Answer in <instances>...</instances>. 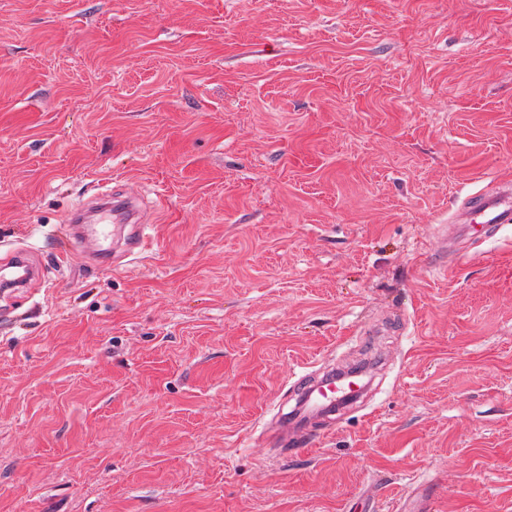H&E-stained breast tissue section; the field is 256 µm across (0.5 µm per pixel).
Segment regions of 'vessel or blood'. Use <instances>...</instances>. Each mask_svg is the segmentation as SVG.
Here are the masks:
<instances>
[{"label":"vessel or blood","instance_id":"b4317fda","mask_svg":"<svg viewBox=\"0 0 512 512\" xmlns=\"http://www.w3.org/2000/svg\"><path fill=\"white\" fill-rule=\"evenodd\" d=\"M113 216L127 224L129 233L127 253L143 250L149 235L146 225L140 224L138 210L131 198L116 194L112 197ZM457 223L463 224L468 233L481 239L496 237L499 231L512 224V187L504 185L494 190L480 189L469 195L456 214ZM361 389L354 379H338L326 375L306 388L297 405L287 413H279L277 420L283 433H297L307 439L314 431L313 419L335 414L341 407L354 400Z\"/></svg>","mask_w":512,"mask_h":512}]
</instances>
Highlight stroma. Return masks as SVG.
<instances>
[{
	"instance_id": "1",
	"label": "stroma",
	"mask_w": 512,
	"mask_h": 512,
	"mask_svg": "<svg viewBox=\"0 0 512 512\" xmlns=\"http://www.w3.org/2000/svg\"><path fill=\"white\" fill-rule=\"evenodd\" d=\"M493 181L512 0H0V512H512V224L441 238ZM115 188L146 248L60 254ZM361 386L355 379H336L333 375H325L306 388L300 401L289 412L283 413L280 408L277 414L282 432L286 435L283 447L288 445H301L313 432L319 431L311 425V420L323 416L333 415L336 408L354 400L360 392ZM297 429L298 439L289 438L288 433Z\"/></svg>"
}]
</instances>
